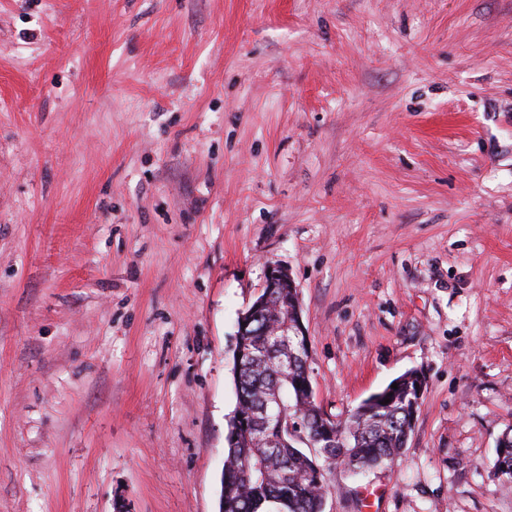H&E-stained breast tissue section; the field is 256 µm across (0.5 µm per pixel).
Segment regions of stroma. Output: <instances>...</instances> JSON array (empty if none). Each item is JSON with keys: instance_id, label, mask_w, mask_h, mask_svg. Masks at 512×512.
<instances>
[{"instance_id": "obj_1", "label": "stroma", "mask_w": 512, "mask_h": 512, "mask_svg": "<svg viewBox=\"0 0 512 512\" xmlns=\"http://www.w3.org/2000/svg\"><path fill=\"white\" fill-rule=\"evenodd\" d=\"M288 268L325 512H512V0H0V512H219L237 320Z\"/></svg>"}]
</instances>
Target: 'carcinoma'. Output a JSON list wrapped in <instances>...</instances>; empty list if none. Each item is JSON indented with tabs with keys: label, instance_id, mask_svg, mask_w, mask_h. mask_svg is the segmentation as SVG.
I'll list each match as a JSON object with an SVG mask.
<instances>
[{
	"label": "carcinoma",
	"instance_id": "carcinoma-1",
	"mask_svg": "<svg viewBox=\"0 0 512 512\" xmlns=\"http://www.w3.org/2000/svg\"><path fill=\"white\" fill-rule=\"evenodd\" d=\"M295 288H279L271 304L257 309L238 337L233 362L237 397L225 441L220 512H323L328 494L323 464L353 471L392 465L413 432L420 407L417 373L394 379L379 401L356 415H331L308 392L310 348L302 336L276 326L294 322ZM279 398L281 406L264 414ZM387 404H382L385 399ZM327 422L336 447L305 450L301 434L319 436ZM497 472L512 480V435L497 459Z\"/></svg>",
	"mask_w": 512,
	"mask_h": 512
}]
</instances>
